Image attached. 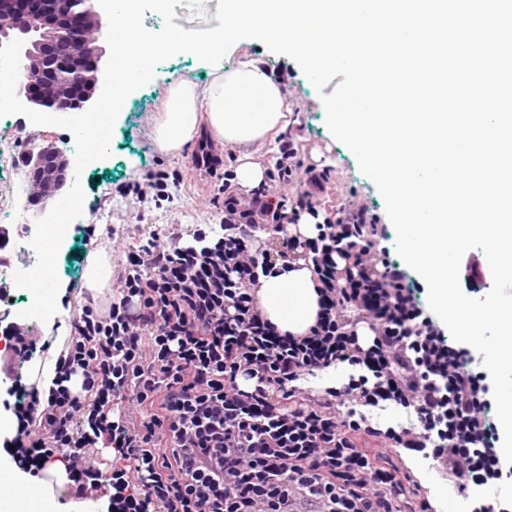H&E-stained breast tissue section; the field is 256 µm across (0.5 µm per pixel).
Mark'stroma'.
<instances>
[{
  "label": "stroma",
  "instance_id": "35a3bbf8",
  "mask_svg": "<svg viewBox=\"0 0 512 512\" xmlns=\"http://www.w3.org/2000/svg\"><path fill=\"white\" fill-rule=\"evenodd\" d=\"M246 56L263 62L269 74L283 69L291 71V78L283 83L291 111L287 129L294 136L305 162L329 169L326 207H338L345 195L353 192L374 210L381 223L387 224L389 218L381 194L360 171L352 152L335 140L327 127L320 97L332 94L334 84L316 91L295 61L272 53L254 39L244 40L230 49L224 64L235 66ZM156 69L159 79L132 92L120 112L113 128L110 156L88 164L81 175L85 193L84 224L115 228L127 244L135 243L142 232L160 229L172 222L188 228L195 224L223 223L224 201L218 196V188L225 170L236 169L239 165L237 150L228 146L223 150L222 165L206 171L194 166L196 152L212 138L204 128L180 152L165 155L158 151L154 142L155 118L165 106L171 82L182 78L205 82L209 78V67L194 56H174L157 64ZM26 135V129L18 125L15 116L0 117V226L9 227L12 232L7 256L16 264L35 263L36 254L29 245L25 225L15 223L9 211L11 201L19 200L32 221L49 211L48 206L34 203L27 192L26 170L20 160L26 152ZM157 169L179 177L178 184L170 189L169 199L157 204L140 203L118 195L120 186ZM82 254L81 236L73 233L57 258L60 283L77 285L71 298L78 307L83 305L87 292L82 284L85 270ZM393 457L419 485L421 497L429 500L434 512H448L449 507L455 506L458 496L452 477L429 469L418 452L398 448Z\"/></svg>",
  "mask_w": 512,
  "mask_h": 512
}]
</instances>
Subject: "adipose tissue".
Returning a JSON list of instances; mask_svg holds the SVG:
<instances>
[{"label":"adipose tissue","mask_w":512,"mask_h":512,"mask_svg":"<svg viewBox=\"0 0 512 512\" xmlns=\"http://www.w3.org/2000/svg\"><path fill=\"white\" fill-rule=\"evenodd\" d=\"M287 101L280 86L253 61L211 72L199 84L182 79L169 89L163 112L156 119L155 142L159 151L179 152L199 126L236 147L244 158L237 169L241 187L249 189L264 179L261 164L251 161L253 148L273 136L285 124ZM316 275L303 266L279 276L261 278L256 298L263 315L281 331L301 335L314 325L319 310ZM46 479L36 481L20 469H12L8 481L16 486L39 483L36 498L0 495V512H59L53 486L67 479L63 463L47 469Z\"/></svg>","instance_id":"ef3b65f1"}]
</instances>
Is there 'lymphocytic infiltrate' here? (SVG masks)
<instances>
[{
	"instance_id": "lymphocytic-infiltrate-1",
	"label": "lymphocytic infiltrate",
	"mask_w": 512,
	"mask_h": 512,
	"mask_svg": "<svg viewBox=\"0 0 512 512\" xmlns=\"http://www.w3.org/2000/svg\"><path fill=\"white\" fill-rule=\"evenodd\" d=\"M224 179L223 224H171L120 249L110 300L72 321L58 388L45 403L30 388L15 412L20 466L63 462L75 498H107V512H431L393 460L408 448L461 478L471 512H506L486 493L512 479L486 377L389 259L370 206L351 195L327 210L328 169L289 137L267 182ZM305 216L315 236L292 232ZM299 261L319 311L296 336L255 290ZM341 364L346 382L310 387ZM391 405L406 420L380 428L372 412ZM95 448L113 453L108 479L85 459Z\"/></svg>"
}]
</instances>
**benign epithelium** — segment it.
<instances>
[{
    "mask_svg": "<svg viewBox=\"0 0 512 512\" xmlns=\"http://www.w3.org/2000/svg\"><path fill=\"white\" fill-rule=\"evenodd\" d=\"M77 0H0V12L12 18L9 29L0 30V46L14 39L23 41L21 56L25 57L32 47L43 45L44 63L39 68L37 80H27L19 85L16 95L27 107L41 112H81L102 90V48L90 45L84 38L72 35L73 17H83V23L91 21L103 27L104 17L95 8H75ZM64 39L69 66L59 69L55 45L44 41L51 32ZM55 161L44 168L42 179L36 188V198L44 203L63 189L72 185L69 161L64 151L53 147Z\"/></svg>",
    "mask_w": 512,
    "mask_h": 512,
    "instance_id": "benign-epithelium-1",
    "label": "benign epithelium"
}]
</instances>
